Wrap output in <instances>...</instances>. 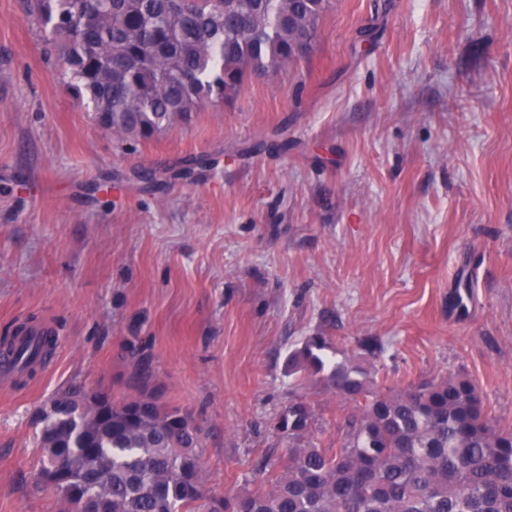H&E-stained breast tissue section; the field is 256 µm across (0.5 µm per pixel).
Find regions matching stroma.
I'll use <instances>...</instances> for the list:
<instances>
[{"instance_id": "stroma-1", "label": "stroma", "mask_w": 512, "mask_h": 512, "mask_svg": "<svg viewBox=\"0 0 512 512\" xmlns=\"http://www.w3.org/2000/svg\"><path fill=\"white\" fill-rule=\"evenodd\" d=\"M24 0H0V340L51 360L0 385V512H64L38 413L147 375L202 430L212 495L286 460L306 336L378 384L463 374L512 427V0H331L310 56L124 139L66 89ZM376 344L375 354L362 350ZM54 346V338L50 334H43L38 336L34 352L27 356L28 345L23 344L21 347H16L14 343H10L3 355L11 356L16 362H24V367L32 368L34 362V355L39 356L41 359H46Z\"/></svg>"}]
</instances>
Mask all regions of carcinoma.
<instances>
[{"label":"carcinoma","mask_w":512,"mask_h":512,"mask_svg":"<svg viewBox=\"0 0 512 512\" xmlns=\"http://www.w3.org/2000/svg\"><path fill=\"white\" fill-rule=\"evenodd\" d=\"M330 0H32L46 52L112 133L144 138L212 97L229 99L255 75L286 70L313 47ZM34 353L4 355L29 367ZM324 336L288 357V376L312 380L350 408L336 450L303 442L314 423L305 398L276 428L288 459L268 486L227 495L223 512H512V429L485 409L465 375L380 387L358 365L329 361ZM40 429L38 479L67 512H217L205 494L200 428L191 415L141 390L106 409L107 395L64 390Z\"/></svg>","instance_id":"carcinoma-1"}]
</instances>
